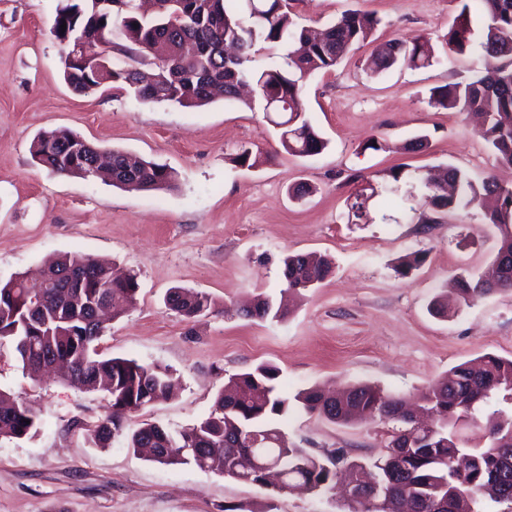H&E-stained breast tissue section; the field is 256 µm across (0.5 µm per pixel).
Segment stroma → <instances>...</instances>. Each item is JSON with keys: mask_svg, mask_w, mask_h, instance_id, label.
Here are the masks:
<instances>
[{"mask_svg": "<svg viewBox=\"0 0 512 512\" xmlns=\"http://www.w3.org/2000/svg\"><path fill=\"white\" fill-rule=\"evenodd\" d=\"M65 0H0V282L36 276L60 253L86 254L138 275L136 305L97 343L100 357L166 367L178 383L171 399L135 414L170 431L212 410L229 376L261 363L280 370L293 396L319 386L368 383L411 397L451 367L486 353L512 358V291L432 316L430 302L454 276L492 263L498 239L480 207L449 211L422 224L423 189L415 176L454 165L473 178L496 173L512 188V168L498 164L470 113L439 110L431 88L472 76L477 48L445 42L460 13L481 35L477 0H290L302 25L323 26L343 13L380 18L379 41L429 39L439 57L426 69L399 66L375 75L371 45L334 69L304 81L306 116L327 139L314 157L280 146L261 108L216 99L204 107L142 103L104 83L74 93L63 78V48L52 33ZM66 128L107 150L119 149L173 171L172 188L127 191L99 179L54 173L30 152L41 133ZM429 144H405L418 134ZM384 148L366 149L370 139ZM259 162L237 164L243 149ZM403 166L400 182L393 167ZM363 176L374 190L369 218L347 220V200ZM311 187L301 202L290 187ZM424 256L408 276L400 259ZM316 253L334 272L296 296L284 319H246L238 306L262 294L279 300L286 255ZM209 294L215 310L186 318L168 309L170 288ZM0 392L30 405L38 434L0 439V512H224L228 505L267 504L271 512H338L326 495L261 489L191 465H162L125 448H100L85 428L109 411L103 392L32 379L11 342L0 343ZM281 427L320 454L345 449L378 456L389 425H339L294 409Z\"/></svg>", "mask_w": 512, "mask_h": 512, "instance_id": "1", "label": "stroma"}]
</instances>
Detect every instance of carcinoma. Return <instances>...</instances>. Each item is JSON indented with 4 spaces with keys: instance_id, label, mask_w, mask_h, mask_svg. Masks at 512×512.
<instances>
[{
    "instance_id": "1",
    "label": "carcinoma",
    "mask_w": 512,
    "mask_h": 512,
    "mask_svg": "<svg viewBox=\"0 0 512 512\" xmlns=\"http://www.w3.org/2000/svg\"><path fill=\"white\" fill-rule=\"evenodd\" d=\"M487 17L480 42L482 66L467 82H452L430 90L429 102L443 110L475 111L483 115V137L498 159L512 165V0H478ZM54 23L66 25L62 44L70 53L74 42L94 55L101 46L121 57L97 75L79 70L78 88L87 93L104 76L143 103L172 102L202 107L213 100L214 89L224 100L240 101V89L253 85L257 97L273 103L283 117L295 116L293 126L279 130V143L291 155L321 154L328 145L306 118L303 103L305 77L336 68L350 49L370 39L380 20L348 12L320 31L296 24L281 0H163V10L142 17L134 10L112 8V16L93 19L88 7L61 6ZM120 25L125 41L112 42ZM467 16L448 33V45L463 52L470 47ZM272 51L260 68L252 66L256 46ZM284 51V63L274 51ZM434 55L425 42L410 45L386 41L376 46L375 72L383 73L405 61L415 68L432 65ZM81 139L58 129L39 135L31 154L58 174L84 178L99 174L79 164L68 168L57 162L62 147ZM111 183L128 191H153L172 186V171L146 160L130 161L112 150ZM425 203L434 216L422 220L437 224L448 210L469 207L488 198L499 202L487 215L500 233L493 260V276H460L453 281L459 303L469 305L501 287H512V189L492 175L476 182L448 166L438 178L421 179ZM370 196L356 192L349 216H366ZM50 285L40 297L29 296L24 276L0 283V341L7 339L24 369L38 373L60 363L64 380L86 392L104 390L110 411L88 428L94 441L109 447L121 438L127 448L144 453L159 464H192L205 472H219L236 481L280 491L301 488L316 494L336 489L340 480L351 484L340 512H486L488 503L509 505L512 512V411L495 409L486 416V442L469 448L457 436L459 423L493 400L512 401V359L487 353L476 362L452 367L422 398V407L434 420L428 428L417 425L405 400L381 388L349 385L340 397L327 396L316 387L283 396L280 370L259 364L233 375L214 401L211 413L194 425L172 434L155 423L125 426L127 417L172 397L168 370L126 358L101 359L95 343L105 332L96 320L100 304L112 317L126 313L137 300V274L112 277V269L89 255L62 254L44 264ZM333 273V263L313 253L288 255L283 276L288 290L308 291ZM168 308L188 318L206 315L214 307L202 292L175 287L166 296ZM244 318L282 319L285 313L271 299L260 296L240 310ZM317 412L334 423L357 420L395 423L385 453L365 462L338 448L315 456L288 440L277 420L290 409ZM40 421L23 402L0 393V438L27 440L38 434ZM467 458L465 468L457 461ZM280 462L278 473L260 466Z\"/></svg>"
}]
</instances>
